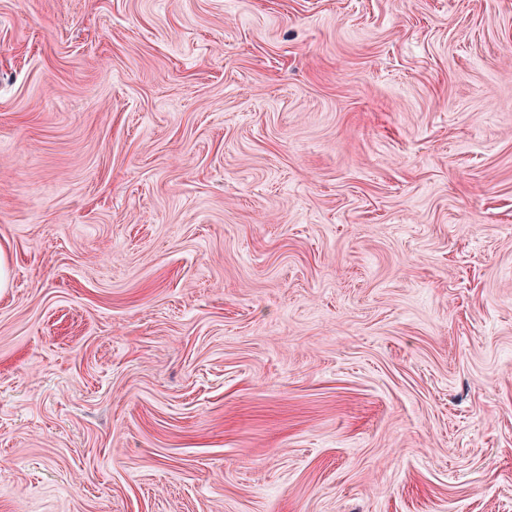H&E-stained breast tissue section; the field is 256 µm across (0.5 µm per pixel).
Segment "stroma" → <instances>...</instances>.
<instances>
[{
    "label": "stroma",
    "instance_id": "stroma-1",
    "mask_svg": "<svg viewBox=\"0 0 512 512\" xmlns=\"http://www.w3.org/2000/svg\"><path fill=\"white\" fill-rule=\"evenodd\" d=\"M0 512H512V0H0Z\"/></svg>",
    "mask_w": 512,
    "mask_h": 512
}]
</instances>
